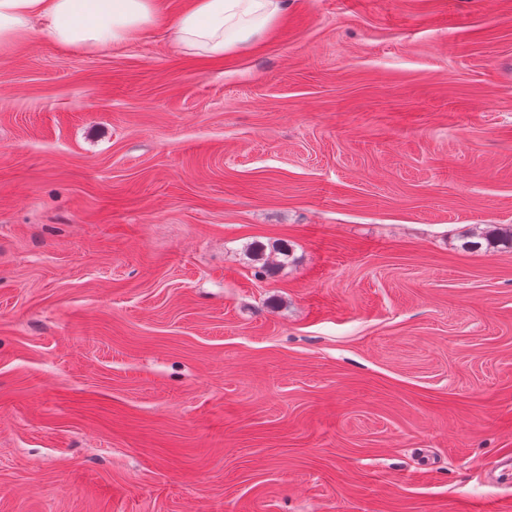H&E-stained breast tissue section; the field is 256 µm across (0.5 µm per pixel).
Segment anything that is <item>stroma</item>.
I'll list each match as a JSON object with an SVG mask.
<instances>
[{
  "mask_svg": "<svg viewBox=\"0 0 512 512\" xmlns=\"http://www.w3.org/2000/svg\"><path fill=\"white\" fill-rule=\"evenodd\" d=\"M190 2L0 54V512L512 500V0ZM285 0H192L176 18L180 45L212 56L246 44L279 18Z\"/></svg>",
  "mask_w": 512,
  "mask_h": 512,
  "instance_id": "stroma-1",
  "label": "stroma"
}]
</instances>
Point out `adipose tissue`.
<instances>
[{
    "label": "adipose tissue",
    "mask_w": 512,
    "mask_h": 512,
    "mask_svg": "<svg viewBox=\"0 0 512 512\" xmlns=\"http://www.w3.org/2000/svg\"><path fill=\"white\" fill-rule=\"evenodd\" d=\"M285 0H192L176 18L180 45L212 56L246 44L279 18ZM155 0H0V52L24 42L34 22L57 45L112 50L157 24Z\"/></svg>",
    "instance_id": "adipose-tissue-1"
}]
</instances>
